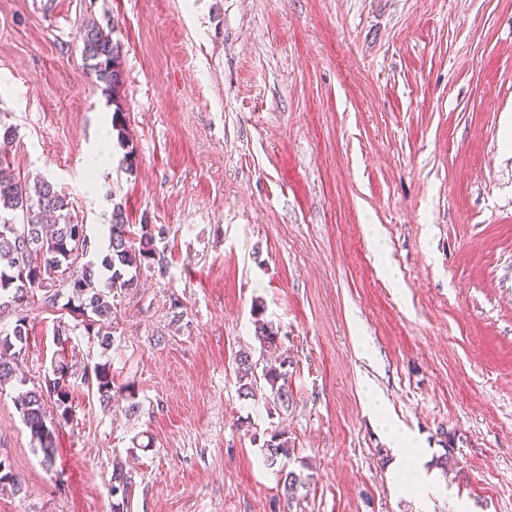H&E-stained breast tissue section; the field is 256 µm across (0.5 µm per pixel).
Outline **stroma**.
I'll return each mask as SVG.
<instances>
[{"instance_id": "1", "label": "stroma", "mask_w": 512, "mask_h": 512, "mask_svg": "<svg viewBox=\"0 0 512 512\" xmlns=\"http://www.w3.org/2000/svg\"><path fill=\"white\" fill-rule=\"evenodd\" d=\"M90 21L121 45L131 168L117 145L90 162L113 111ZM0 122L12 172L50 180L92 242L117 203L164 230L110 350L25 305L24 380L0 389L24 491L0 512H112L131 447L130 512H512V0H0ZM259 303L295 362L280 411L238 395ZM61 349L48 469L16 399ZM100 362L135 416L88 389ZM382 414L440 490L396 476ZM275 431L308 478L292 503L262 463ZM135 473L116 458L113 462L109 493L112 497V512H130V501L136 486ZM129 509V510H128Z\"/></svg>"}]
</instances>
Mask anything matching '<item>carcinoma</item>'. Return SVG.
I'll use <instances>...</instances> for the list:
<instances>
[{"instance_id":"carcinoma-1","label":"carcinoma","mask_w":512,"mask_h":512,"mask_svg":"<svg viewBox=\"0 0 512 512\" xmlns=\"http://www.w3.org/2000/svg\"><path fill=\"white\" fill-rule=\"evenodd\" d=\"M85 60L102 90L112 102V130L120 145H126L124 121L125 101L121 91L125 83L121 48L111 33L97 23H87L83 34ZM162 231L148 225L134 230L125 218L122 204H114L107 245L94 249L96 259L78 265L77 238L91 244L86 225L74 219L70 202L49 181L14 175L0 157V309L19 308L40 296L46 308L62 307L83 318L87 329L97 328L99 346L110 348L112 323L115 319L114 298L136 287L143 267L159 256L156 236ZM68 288L69 299L61 305L62 289ZM69 325L60 322L54 336L62 348L53 377L45 385L24 392L18 400L22 422L42 454V463L51 468L55 462L56 425L70 420L72 394L68 384V362L63 348L69 342ZM254 336L261 348H276L280 336L272 323L263 319L261 306L255 307ZM29 341L27 316L19 315L11 331H0V386L16 379L19 357ZM294 362L287 353L279 356L278 365L257 371L258 362L248 351L235 358V375L239 396L254 401L264 392L266 403L276 408L289 407L292 394L288 379ZM91 384L96 386L99 401L112 404L113 391L127 392L126 413L139 411L131 387L114 388L111 365L98 363L93 367ZM263 458L270 467L279 466L281 494L293 500L300 487L306 485L303 475L288 469L294 449L288 439L274 433L263 444ZM136 486L135 473L119 458L113 462L109 493L112 512H130V501ZM0 487L19 493L22 482L13 471L9 456L0 454Z\"/></svg>"}]
</instances>
